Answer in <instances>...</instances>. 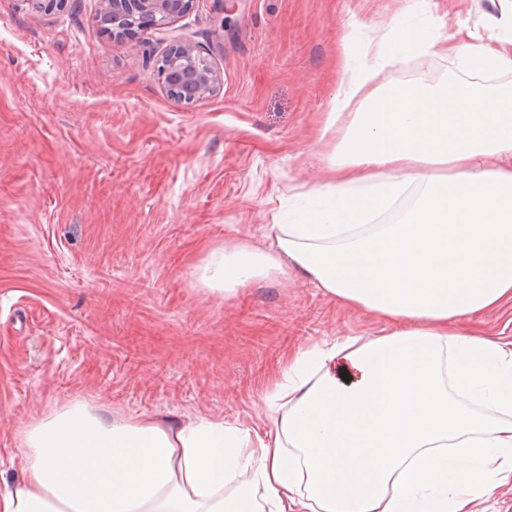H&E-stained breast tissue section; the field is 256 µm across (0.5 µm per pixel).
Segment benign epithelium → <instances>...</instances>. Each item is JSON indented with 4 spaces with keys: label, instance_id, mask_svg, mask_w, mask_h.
I'll return each instance as SVG.
<instances>
[{
    "label": "benign epithelium",
    "instance_id": "7a95c632",
    "mask_svg": "<svg viewBox=\"0 0 512 512\" xmlns=\"http://www.w3.org/2000/svg\"><path fill=\"white\" fill-rule=\"evenodd\" d=\"M98 14L112 13V33L121 35L142 24L168 35L169 49L157 75L170 95L193 103L216 95L223 77L209 60V49L178 33L175 23L193 8L194 0H100Z\"/></svg>",
    "mask_w": 512,
    "mask_h": 512
}]
</instances>
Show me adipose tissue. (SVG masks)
<instances>
[{
    "mask_svg": "<svg viewBox=\"0 0 512 512\" xmlns=\"http://www.w3.org/2000/svg\"><path fill=\"white\" fill-rule=\"evenodd\" d=\"M430 45L404 26L366 44L371 64L343 62L314 207L199 269L228 298L299 270L379 333L296 352L262 427L72 402L24 429L23 482L0 492V512H474L512 480V336L461 328L512 306V89L367 91L379 66ZM441 52L512 70L501 44Z\"/></svg>",
    "mask_w": 512,
    "mask_h": 512,
    "instance_id": "adipose-tissue-1",
    "label": "adipose tissue"
}]
</instances>
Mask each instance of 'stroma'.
Instances as JSON below:
<instances>
[{
  "mask_svg": "<svg viewBox=\"0 0 512 512\" xmlns=\"http://www.w3.org/2000/svg\"><path fill=\"white\" fill-rule=\"evenodd\" d=\"M99 0L49 13L0 0V475L20 481L24 426L83 399L115 414L263 425L290 354L382 323L297 271L227 299L198 269L263 245L321 182L313 137L346 37L436 45L380 69L382 89L470 83L438 43L512 38V0H195L177 27L209 44L221 91L187 104L157 78L168 42L115 37Z\"/></svg>",
  "mask_w": 512,
  "mask_h": 512,
  "instance_id": "obj_1",
  "label": "stroma"
}]
</instances>
